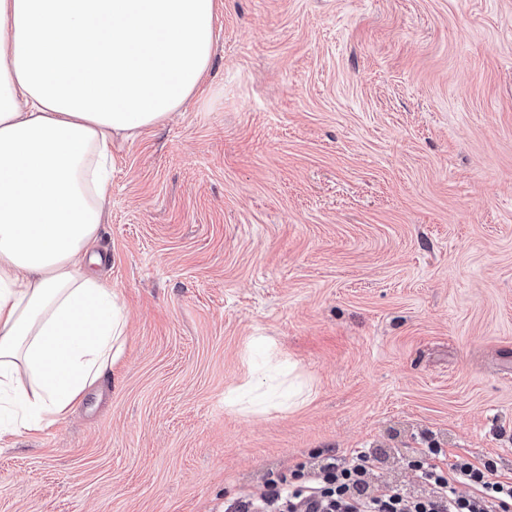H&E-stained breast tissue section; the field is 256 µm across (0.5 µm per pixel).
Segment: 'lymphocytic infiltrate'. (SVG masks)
Listing matches in <instances>:
<instances>
[{"instance_id":"obj_1","label":"lymphocytic infiltrate","mask_w":512,"mask_h":512,"mask_svg":"<svg viewBox=\"0 0 512 512\" xmlns=\"http://www.w3.org/2000/svg\"><path fill=\"white\" fill-rule=\"evenodd\" d=\"M414 465L424 488L411 492L377 482L369 451H331L310 472L279 474L267 492L242 495L224 512H273L283 503L288 512H512V475L499 474L492 461L419 448ZM459 483L468 485V493H457Z\"/></svg>"}]
</instances>
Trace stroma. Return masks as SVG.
Segmentation results:
<instances>
[{
	"instance_id": "35a3bbf8",
	"label": "stroma",
	"mask_w": 512,
	"mask_h": 512,
	"mask_svg": "<svg viewBox=\"0 0 512 512\" xmlns=\"http://www.w3.org/2000/svg\"><path fill=\"white\" fill-rule=\"evenodd\" d=\"M220 2L201 93L115 145L122 355L0 446V512H224L331 449L512 473V0Z\"/></svg>"
}]
</instances>
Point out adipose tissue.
<instances>
[{
	"label": "adipose tissue",
	"instance_id": "obj_1",
	"mask_svg": "<svg viewBox=\"0 0 512 512\" xmlns=\"http://www.w3.org/2000/svg\"><path fill=\"white\" fill-rule=\"evenodd\" d=\"M217 0H0V444L70 415L121 356L91 267L112 141L163 123L210 69Z\"/></svg>",
	"mask_w": 512,
	"mask_h": 512
}]
</instances>
